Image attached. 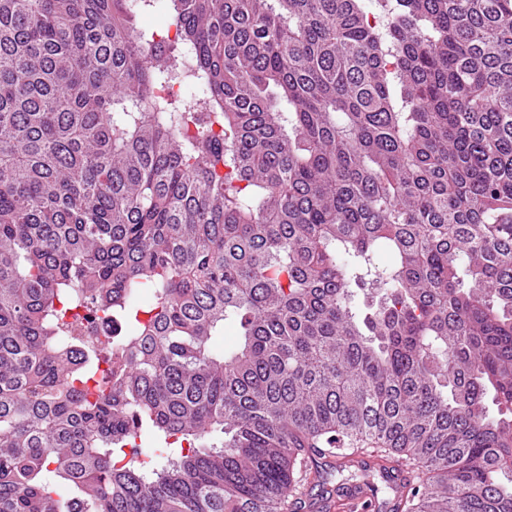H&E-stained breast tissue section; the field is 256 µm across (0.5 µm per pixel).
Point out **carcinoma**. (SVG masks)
<instances>
[{
  "mask_svg": "<svg viewBox=\"0 0 512 512\" xmlns=\"http://www.w3.org/2000/svg\"><path fill=\"white\" fill-rule=\"evenodd\" d=\"M378 5L0 0V512H512V0ZM83 323L87 326H91L95 332V336L98 337V345L102 349L112 350L113 338L120 336L121 328H117L116 325L105 324L93 316L90 319L83 320ZM327 459L335 460L336 463L351 462L358 467L366 470H376L379 475L392 487L394 491V498L389 499L393 494L391 490L386 487L380 480L377 474L364 473L353 467L346 468L344 471L336 472L335 469H328L327 474L324 475L326 484L322 492L321 486H313L312 489L307 487L305 497L313 499L312 502L317 501L320 503L328 499H337L338 495L342 493L345 488L352 485H357L346 497L351 501V512L368 511L369 510H383L378 512H385L384 510H393L397 497L400 491V483L402 482L405 468L400 462H385L379 457L371 456H357V455H338L336 457H328ZM374 481L378 485V499L373 485L361 484L364 482ZM339 489L338 492H336ZM328 497V498H327ZM323 498V500H321ZM327 498V499H326ZM385 500V501H384Z\"/></svg>",
  "mask_w": 512,
  "mask_h": 512,
  "instance_id": "cac0c4a2",
  "label": "carcinoma"
}]
</instances>
